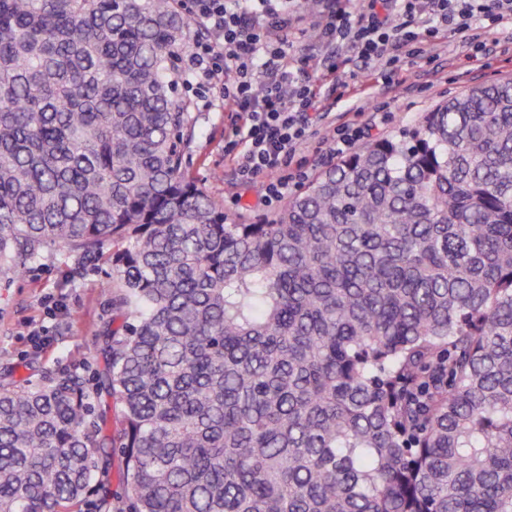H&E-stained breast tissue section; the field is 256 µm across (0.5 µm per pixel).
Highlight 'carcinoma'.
I'll use <instances>...</instances> for the list:
<instances>
[{"mask_svg":"<svg viewBox=\"0 0 512 512\" xmlns=\"http://www.w3.org/2000/svg\"><path fill=\"white\" fill-rule=\"evenodd\" d=\"M194 26L0 0V272L59 245L124 318L93 380L0 386V512H512V78L238 224L184 167Z\"/></svg>","mask_w":512,"mask_h":512,"instance_id":"1","label":"carcinoma"}]
</instances>
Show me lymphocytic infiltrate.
Instances as JSON below:
<instances>
[{
	"mask_svg": "<svg viewBox=\"0 0 512 512\" xmlns=\"http://www.w3.org/2000/svg\"><path fill=\"white\" fill-rule=\"evenodd\" d=\"M299 0H190L189 11L202 33L186 56L198 83H220L224 99L245 115L224 135L238 181L260 183L265 204L281 201L292 185L308 175L303 147L316 143L329 154L348 153L368 127L364 106L320 139L323 118L311 83L300 82L285 63L303 17ZM512 20V0H322L313 30L327 48H344L377 61L384 79L422 56L438 34L452 31L475 52H482L495 24Z\"/></svg>",
	"mask_w": 512,
	"mask_h": 512,
	"instance_id": "1",
	"label": "lymphocytic infiltrate"
}]
</instances>
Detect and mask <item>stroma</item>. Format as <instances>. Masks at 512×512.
<instances>
[{"label":"stroma","mask_w":512,"mask_h":512,"mask_svg":"<svg viewBox=\"0 0 512 512\" xmlns=\"http://www.w3.org/2000/svg\"><path fill=\"white\" fill-rule=\"evenodd\" d=\"M288 64L304 68L319 92L336 88V111L367 96L386 102V111L364 115L372 141L414 125L438 103L470 87L512 78V52L472 59L458 38L446 31L387 87L376 81L378 63L353 59L332 68L309 32L296 36ZM176 93L190 102L195 117V135L185 159L206 193L236 222L272 219L276 211L261 204L259 185L232 180L234 165L224 154L221 86L198 84L181 70ZM107 281L104 269L79 264L67 249L56 245L29 262L22 274H0V385L24 379L35 385L48 371L88 375L100 368L101 338L112 326Z\"/></svg>","instance_id":"35a3bbf8"}]
</instances>
